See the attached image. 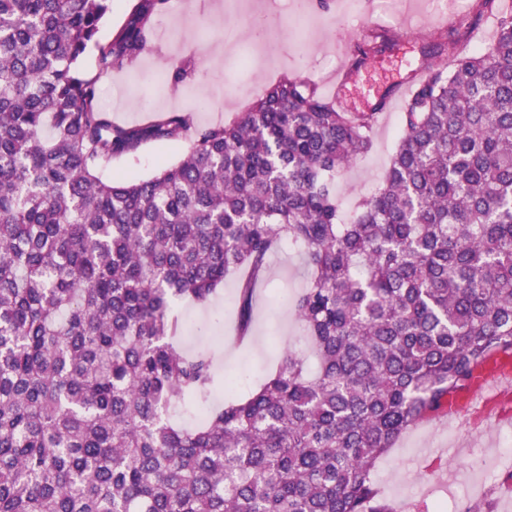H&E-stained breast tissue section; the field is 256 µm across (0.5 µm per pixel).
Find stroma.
<instances>
[{
  "label": "stroma",
  "instance_id": "obj_1",
  "mask_svg": "<svg viewBox=\"0 0 512 512\" xmlns=\"http://www.w3.org/2000/svg\"><path fill=\"white\" fill-rule=\"evenodd\" d=\"M396 20L388 33L391 51L374 57L355 75L348 98L354 112L368 110L394 81L406 77L421 51L439 39L444 27L432 0H393ZM264 16L275 48L253 55L250 24ZM379 12L366 0H336L330 11L306 8V29L295 23L293 0H206L190 13L167 9L154 21L149 51L130 72L100 78V100L113 123H148L171 110L192 112L197 123L230 121L266 87L298 74L318 79L344 64V46L363 40ZM187 58L196 70L178 91L168 81ZM401 133L398 115L374 130V149L337 178L342 216L351 219L358 201L380 185ZM186 144L148 143L133 157L114 159L105 177H148L176 163ZM270 284L255 308L252 337L234 338L235 278L206 306L187 304L183 314L193 328L186 349L214 353L221 370H247L236 392L245 397L268 377L276 360L292 351L306 356L310 346L300 322L279 301L283 292L306 287L309 271L301 251L285 243L271 257ZM378 502L389 512H512V358L478 368L472 384L452 392L448 404L408 429L374 468Z\"/></svg>",
  "mask_w": 512,
  "mask_h": 512
}]
</instances>
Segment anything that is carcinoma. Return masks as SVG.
<instances>
[{
	"instance_id": "1",
	"label": "carcinoma",
	"mask_w": 512,
	"mask_h": 512,
	"mask_svg": "<svg viewBox=\"0 0 512 512\" xmlns=\"http://www.w3.org/2000/svg\"><path fill=\"white\" fill-rule=\"evenodd\" d=\"M165 2L138 0L103 41L112 0H0V512H385L377 460L512 356V9L476 0L426 52L382 182L343 224L336 176L373 151L378 115L307 79L224 124L105 115L99 78L141 59ZM486 14L493 39L464 49ZM386 47L357 46L350 68ZM182 139L150 177H101ZM284 240L312 268L290 305L316 368L290 353L216 405L179 306L236 273L249 339ZM187 399L192 427L171 418Z\"/></svg>"
}]
</instances>
